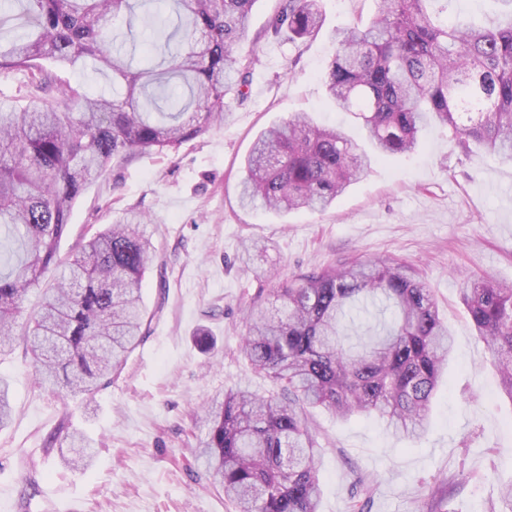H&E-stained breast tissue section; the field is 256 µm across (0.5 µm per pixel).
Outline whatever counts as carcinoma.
<instances>
[{"label":"carcinoma","instance_id":"carcinoma-1","mask_svg":"<svg viewBox=\"0 0 512 512\" xmlns=\"http://www.w3.org/2000/svg\"><path fill=\"white\" fill-rule=\"evenodd\" d=\"M179 18L162 56L134 66L110 21L131 0H0V74L27 87L51 82V104L0 101V353L22 340L40 381L61 398L89 399L120 372L147 330L142 304L154 258L130 213L63 260L59 244L87 183L114 159L165 154L226 120L253 60L237 55L256 0H170ZM458 0H381L365 25L334 31L324 74L328 97L350 113L372 152L339 127L295 114L261 132L245 160L242 206L323 211L365 178L377 158L410 155L430 122L448 128L464 154L477 148L512 160V0H496L492 28L460 18ZM22 8L20 31L5 22ZM320 0H284L265 35L307 40L322 29ZM53 64L48 70L43 62ZM92 64L112 75V94L89 96L62 74ZM55 272L37 309L30 289ZM462 301L512 399V284L464 279ZM368 301L391 323L362 346L344 321ZM278 307L252 306L241 349L280 387L259 395L237 386L214 400L200 458L236 512H319V450L306 410L348 419L374 414L404 437H420L452 351L429 288L396 259L356 260L298 278L275 293ZM12 417L0 380V427Z\"/></svg>","mask_w":512,"mask_h":512}]
</instances>
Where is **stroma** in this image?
Here are the masks:
<instances>
[{
	"instance_id": "obj_1",
	"label": "stroma",
	"mask_w": 512,
	"mask_h": 512,
	"mask_svg": "<svg viewBox=\"0 0 512 512\" xmlns=\"http://www.w3.org/2000/svg\"><path fill=\"white\" fill-rule=\"evenodd\" d=\"M282 0H256L239 56L256 58L244 99L228 98L229 120L167 155L115 160L75 201L60 243L77 240L133 210L158 266L143 282L148 330L112 384L93 399H61L41 386L22 346L0 355L14 415L0 429V512H54L52 482L73 512H234L196 450L216 395L271 386L241 352L244 313L272 302L298 275L352 260L395 258L431 288L454 340L430 426L400 439L364 415L308 417L321 448L319 512H350L358 480L371 485L366 512H503L512 483V400L479 341L459 290L466 276L512 283V162L453 151L430 123L416 153L374 162L323 212L273 214L237 201L244 160L265 128L298 113L321 125L360 128L328 97L322 76L337 28L373 17L378 0H320L323 27L306 42L266 37ZM257 241L250 266L240 255ZM208 337L201 347L199 337ZM91 445L89 468L68 466L71 433Z\"/></svg>"
}]
</instances>
